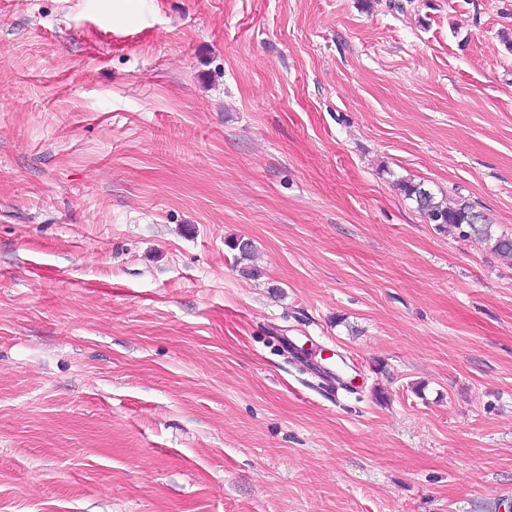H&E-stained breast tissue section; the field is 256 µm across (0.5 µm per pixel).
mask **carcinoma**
Here are the masks:
<instances>
[{
  "label": "carcinoma",
  "instance_id": "obj_1",
  "mask_svg": "<svg viewBox=\"0 0 512 512\" xmlns=\"http://www.w3.org/2000/svg\"><path fill=\"white\" fill-rule=\"evenodd\" d=\"M398 189L406 199L413 201L417 209L426 218L427 223L435 225L438 229L454 227L467 228L462 236H477L488 248L499 257L512 261V236L498 234L492 225L487 223L483 216L474 210L471 203L460 199L449 203L444 196H438L425 183L401 180L397 183Z\"/></svg>",
  "mask_w": 512,
  "mask_h": 512
}]
</instances>
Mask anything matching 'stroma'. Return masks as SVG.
<instances>
[{"instance_id": "obj_1", "label": "stroma", "mask_w": 512, "mask_h": 512, "mask_svg": "<svg viewBox=\"0 0 512 512\" xmlns=\"http://www.w3.org/2000/svg\"><path fill=\"white\" fill-rule=\"evenodd\" d=\"M507 37L0 0V512H512V264L395 185L512 234ZM398 189L406 199L413 201L417 209L426 218L427 223L435 224L441 229L448 226L456 229L467 228L462 236H477L488 248L499 257L512 261V236L498 234L492 224L486 223L483 216L475 212L470 202L460 197L454 203H448L445 196L439 197L424 182L401 180L397 183Z\"/></svg>"}]
</instances>
